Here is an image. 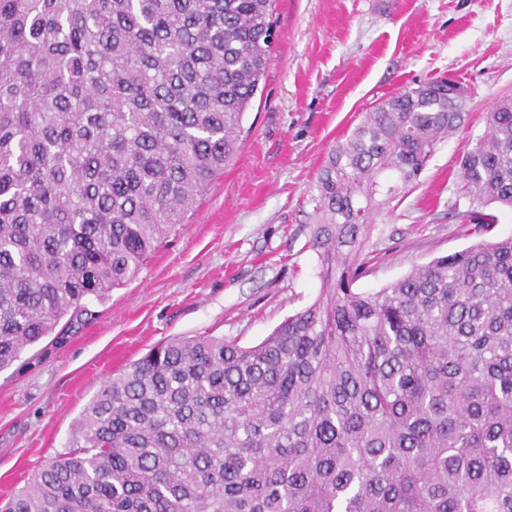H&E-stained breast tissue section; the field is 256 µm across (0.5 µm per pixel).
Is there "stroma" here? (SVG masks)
I'll return each instance as SVG.
<instances>
[{
    "mask_svg": "<svg viewBox=\"0 0 512 512\" xmlns=\"http://www.w3.org/2000/svg\"><path fill=\"white\" fill-rule=\"evenodd\" d=\"M273 18L272 63L240 149L185 224L136 278L92 302L91 318L0 371V498L65 452L103 383L160 341L254 346L315 300L317 174L362 113L402 87L460 81L467 121L437 145L418 185L376 216L358 288L374 292L434 258L512 237V210L488 206L495 222L476 230L456 190L486 112L512 96V0H276Z\"/></svg>",
    "mask_w": 512,
    "mask_h": 512,
    "instance_id": "obj_1",
    "label": "stroma"
}]
</instances>
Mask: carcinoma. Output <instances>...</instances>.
I'll list each match as a JSON object with an SVG mask.
<instances>
[{
  "mask_svg": "<svg viewBox=\"0 0 512 512\" xmlns=\"http://www.w3.org/2000/svg\"><path fill=\"white\" fill-rule=\"evenodd\" d=\"M275 0H0V371L135 278L233 160ZM445 80L320 170V293L261 343L175 337L109 379L0 512H512V237L374 293L365 239L465 123ZM460 161L512 209V98Z\"/></svg>",
  "mask_w": 512,
  "mask_h": 512,
  "instance_id": "obj_1",
  "label": "carcinoma"
}]
</instances>
